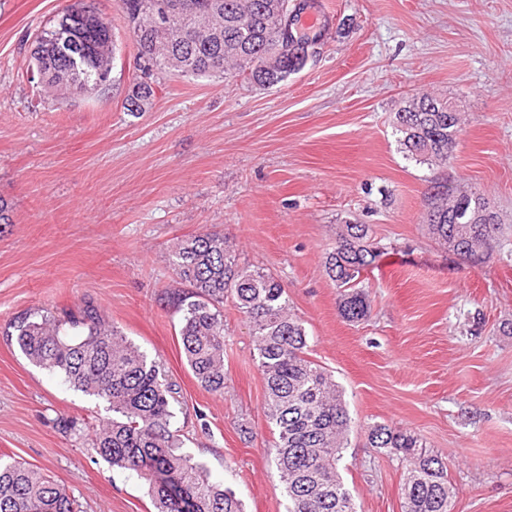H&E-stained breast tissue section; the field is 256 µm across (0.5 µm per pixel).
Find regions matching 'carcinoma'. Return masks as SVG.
<instances>
[{
    "instance_id": "obj_1",
    "label": "carcinoma",
    "mask_w": 512,
    "mask_h": 512,
    "mask_svg": "<svg viewBox=\"0 0 512 512\" xmlns=\"http://www.w3.org/2000/svg\"><path fill=\"white\" fill-rule=\"evenodd\" d=\"M165 11L143 10L145 0H121L138 48L140 71L154 66L182 76L234 78L247 73L261 86L288 81L316 53L329 18L319 0L303 5L321 15L318 29L302 34L282 20L281 0H161ZM111 21L90 0H77L39 33L32 54L45 83L70 94L97 88L108 68ZM69 41L78 42L84 65L74 70ZM155 97L153 81L137 82L128 98L134 112ZM395 134L406 155L419 162L448 164L461 133L459 113L446 98L424 94L395 113ZM426 223L441 244L461 258L492 257L502 225L479 192L450 193L448 180L430 188ZM379 252L366 224H345L327 258V272L340 289V312L363 319L366 297L361 271ZM174 275L188 286L167 294L182 313L180 339L193 376L207 391L224 393V301L231 300L252 330L256 360L266 388L265 410L277 431L267 456L288 495V512H356L338 474L350 418L333 376L306 357L307 335L290 312L288 294L273 274L238 263L221 234L179 240L168 257ZM7 335L26 358L63 377L73 389L104 402L112 417L92 426V448L114 467L147 481L155 512H243L224 483L183 451L173 428L177 385L111 325L91 301L75 312L27 311ZM371 445L405 463L401 512H451L448 466L420 439L387 425L370 428ZM0 512H81L77 501L40 468L0 457Z\"/></svg>"
}]
</instances>
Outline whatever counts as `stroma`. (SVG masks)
<instances>
[{
	"label": "stroma",
	"mask_w": 512,
	"mask_h": 512,
	"mask_svg": "<svg viewBox=\"0 0 512 512\" xmlns=\"http://www.w3.org/2000/svg\"><path fill=\"white\" fill-rule=\"evenodd\" d=\"M74 0H0V455L50 474L82 512H154L148 485L110 466L89 436L102 401L31 363L3 331L32 309L99 305L179 388L185 450L245 512H288L266 454L277 433L251 329L224 303V393L206 391L165 302L178 239L221 233L240 263L274 274L342 388L351 428L338 472L356 512H401L406 469L368 429L417 435L448 466L452 512H512V0H321L330 30L286 83L157 75L143 112L120 0H95L116 51L106 88L64 99L32 73L34 37ZM457 104L447 165L406 158L393 129L413 96ZM475 188L503 226L472 263L424 221L431 181ZM380 248L359 287L367 315L344 319L326 261L345 222ZM253 438L243 442L240 424Z\"/></svg>",
	"instance_id": "obj_1"
}]
</instances>
